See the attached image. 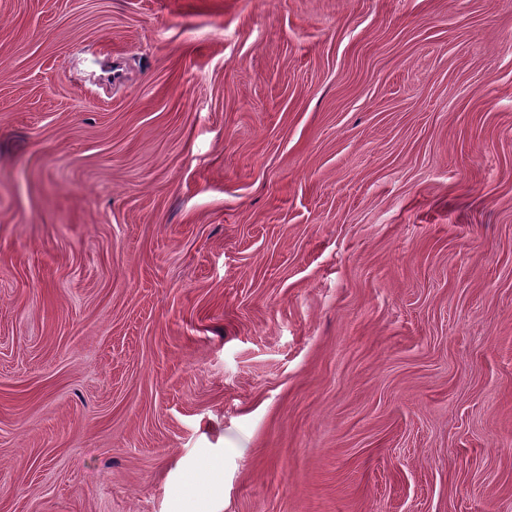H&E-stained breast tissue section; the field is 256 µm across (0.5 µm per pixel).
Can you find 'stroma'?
<instances>
[{
    "instance_id": "stroma-1",
    "label": "stroma",
    "mask_w": 512,
    "mask_h": 512,
    "mask_svg": "<svg viewBox=\"0 0 512 512\" xmlns=\"http://www.w3.org/2000/svg\"><path fill=\"white\" fill-rule=\"evenodd\" d=\"M0 512H512V0H0Z\"/></svg>"
}]
</instances>
